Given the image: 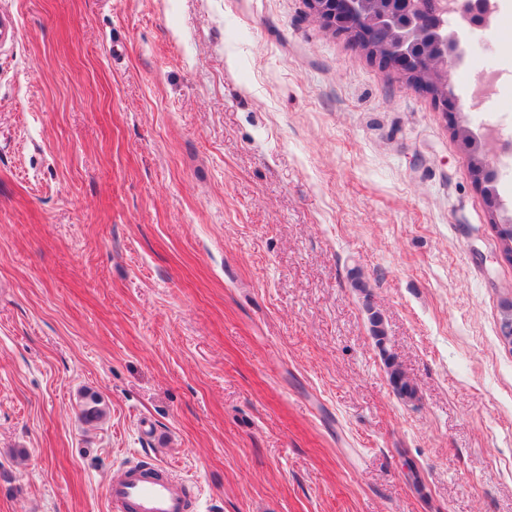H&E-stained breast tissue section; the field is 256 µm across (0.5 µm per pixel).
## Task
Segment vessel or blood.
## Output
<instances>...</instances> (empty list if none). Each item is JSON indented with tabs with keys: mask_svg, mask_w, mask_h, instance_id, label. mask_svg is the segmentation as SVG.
I'll use <instances>...</instances> for the list:
<instances>
[{
	"mask_svg": "<svg viewBox=\"0 0 512 512\" xmlns=\"http://www.w3.org/2000/svg\"><path fill=\"white\" fill-rule=\"evenodd\" d=\"M109 512H190L182 481L161 465H125L106 488Z\"/></svg>",
	"mask_w": 512,
	"mask_h": 512,
	"instance_id": "1",
	"label": "vessel or blood"
}]
</instances>
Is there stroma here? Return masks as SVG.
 Instances as JSON below:
<instances>
[{"label":"stroma","mask_w":512,"mask_h":512,"mask_svg":"<svg viewBox=\"0 0 512 512\" xmlns=\"http://www.w3.org/2000/svg\"><path fill=\"white\" fill-rule=\"evenodd\" d=\"M1 8L0 512L148 458L195 512H512V263L428 94L305 0ZM371 332L380 348L384 364L387 368L389 384L393 393L403 401H411L417 397V386L398 363L396 356L386 347L383 321L377 312H371L369 317Z\"/></svg>","instance_id":"stroma-1"}]
</instances>
